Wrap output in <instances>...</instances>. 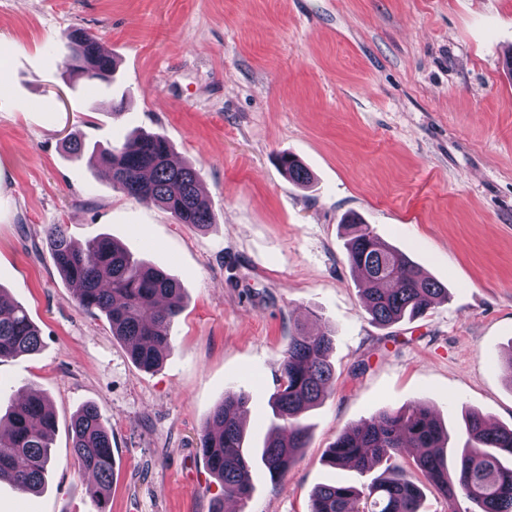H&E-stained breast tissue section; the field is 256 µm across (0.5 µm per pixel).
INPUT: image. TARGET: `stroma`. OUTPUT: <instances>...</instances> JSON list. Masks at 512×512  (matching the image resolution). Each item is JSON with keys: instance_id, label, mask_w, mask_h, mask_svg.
Segmentation results:
<instances>
[{"instance_id": "stroma-1", "label": "stroma", "mask_w": 512, "mask_h": 512, "mask_svg": "<svg viewBox=\"0 0 512 512\" xmlns=\"http://www.w3.org/2000/svg\"><path fill=\"white\" fill-rule=\"evenodd\" d=\"M73 28L115 59L111 87L69 77ZM0 50V287L41 337L0 361V389L36 388L56 418L44 487L0 482V512H96L72 458L87 403L112 434L107 512H212L222 489L200 432L241 391L246 444L261 447L300 324L334 330L335 385L304 414L310 441L287 476L255 464L238 512H308L316 486L380 476L324 456L385 409L429 406L452 450L465 412L512 428L499 368L512 350V0H0ZM137 128L199 171L213 224L176 223L65 147ZM283 154L311 182L290 180ZM349 213L447 301L374 324L347 259ZM54 224L81 245L112 237L180 282L161 367L138 368L105 315L78 306L49 252Z\"/></svg>"}]
</instances>
